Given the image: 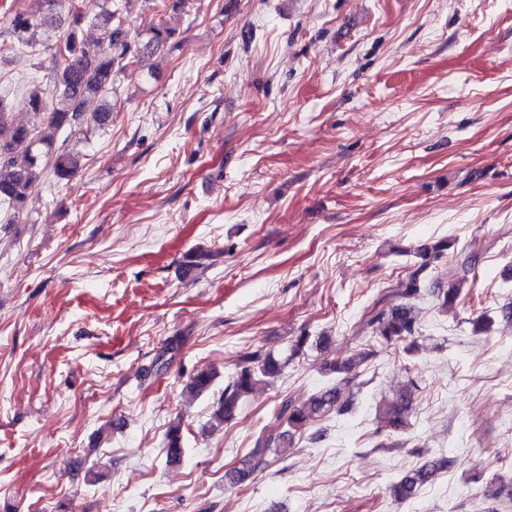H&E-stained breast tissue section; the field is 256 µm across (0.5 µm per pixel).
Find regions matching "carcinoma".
<instances>
[{
    "label": "carcinoma",
    "instance_id": "cac0c4a2",
    "mask_svg": "<svg viewBox=\"0 0 512 512\" xmlns=\"http://www.w3.org/2000/svg\"><path fill=\"white\" fill-rule=\"evenodd\" d=\"M88 13L83 0H34L27 13H17L10 18L8 33L13 37L18 52H33L39 37L57 30L55 44L63 51H54V67L48 88L36 86L26 98L28 110L41 117L50 130L80 128L89 121L101 128L112 122V107H100L88 112L90 103L112 93L117 75L136 58L159 52L176 38V30L167 26L163 18H144L139 23L142 30L131 36V21L127 18L122 0H104L100 12L94 16L97 27L103 30L107 50L95 51L84 40L83 27ZM84 156L79 151L56 145L54 139L40 134L39 130L17 122L11 104L0 98V205L15 212L22 210L28 191L40 180L45 168L59 183H67L83 168ZM211 252L198 248L186 254L182 268L192 273L204 265ZM425 261L413 270L406 280L399 283L398 293L406 300H414L426 287ZM460 295L459 287L436 288L434 296L441 308L454 303ZM375 339L395 344L417 332L416 319L411 307L400 304L388 311H379L366 321ZM366 358L363 353L351 358L337 359L324 367V373L333 375L336 384L324 387L310 395L280 399L273 413L271 428L277 433L261 431L253 448L243 460L237 475L250 476L256 469L271 463L270 456H279L290 448L296 433L305 432L310 425L336 412L341 398L361 389L357 366ZM283 363L271 354L256 350L246 356L245 365L224 387V394L209 419L210 428L216 429L235 418L240 401L255 386L281 374ZM214 382V374L207 369L195 373L186 383V390L193 395L207 391ZM410 406L406 397L388 401L382 409V420L391 432L398 433L408 425ZM167 460L172 461L184 453L182 419L169 424L165 433ZM436 464L423 465L402 477L391 486L393 496L406 500L420 488L430 483L437 473Z\"/></svg>",
    "mask_w": 512,
    "mask_h": 512
}]
</instances>
